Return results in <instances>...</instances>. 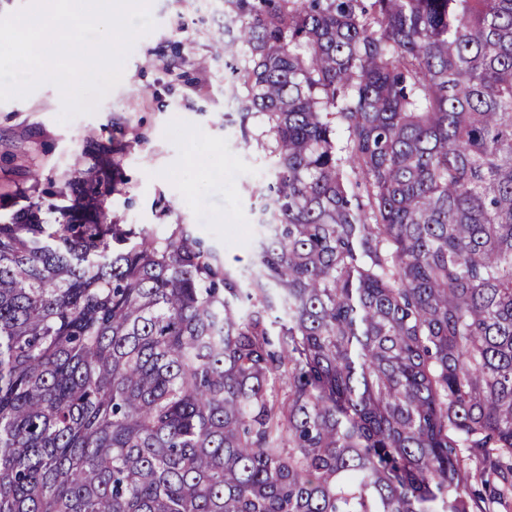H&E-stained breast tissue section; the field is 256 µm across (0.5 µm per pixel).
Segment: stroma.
I'll return each mask as SVG.
<instances>
[{
	"label": "stroma",
	"mask_w": 512,
	"mask_h": 512,
	"mask_svg": "<svg viewBox=\"0 0 512 512\" xmlns=\"http://www.w3.org/2000/svg\"><path fill=\"white\" fill-rule=\"evenodd\" d=\"M155 28L133 45L121 82L91 115L60 122V95L41 84L27 97L0 102V196L20 208L50 201L65 174L86 165L93 137L113 148L111 219L162 235L184 227L226 268L254 266L250 228L270 200L268 122L241 116L247 91L236 81L224 0H150ZM224 161L200 169L195 155ZM40 175L32 187L29 170Z\"/></svg>",
	"instance_id": "obj_1"
}]
</instances>
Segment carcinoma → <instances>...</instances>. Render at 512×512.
<instances>
[{
    "label": "carcinoma",
    "mask_w": 512,
    "mask_h": 512,
    "mask_svg": "<svg viewBox=\"0 0 512 512\" xmlns=\"http://www.w3.org/2000/svg\"><path fill=\"white\" fill-rule=\"evenodd\" d=\"M276 212L0 204V512H490L512 494V0H225ZM347 138L338 142L336 130Z\"/></svg>",
    "instance_id": "obj_1"
}]
</instances>
